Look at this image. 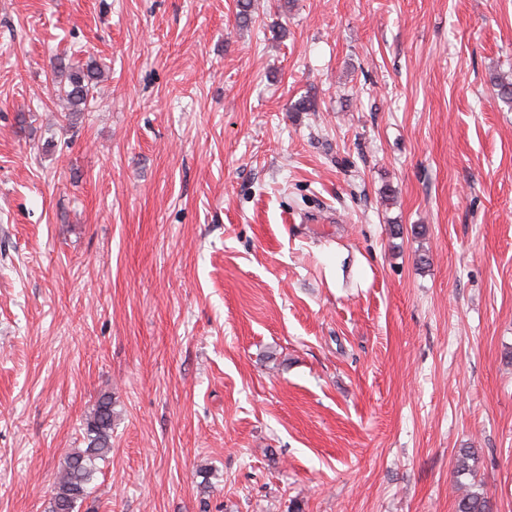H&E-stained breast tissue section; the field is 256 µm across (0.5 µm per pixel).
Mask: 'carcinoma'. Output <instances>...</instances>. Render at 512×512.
<instances>
[{
	"instance_id": "carcinoma-1",
	"label": "carcinoma",
	"mask_w": 512,
	"mask_h": 512,
	"mask_svg": "<svg viewBox=\"0 0 512 512\" xmlns=\"http://www.w3.org/2000/svg\"><path fill=\"white\" fill-rule=\"evenodd\" d=\"M98 77L99 72L89 62L72 71L68 84L58 87V92L70 103L72 110L78 112L86 105ZM114 420L112 396H104L86 418L87 447L69 453L61 464L48 512H75L78 504L88 496L98 470L97 461L106 459L112 452ZM456 512H491V509L485 497L466 492L458 498Z\"/></svg>"
}]
</instances>
